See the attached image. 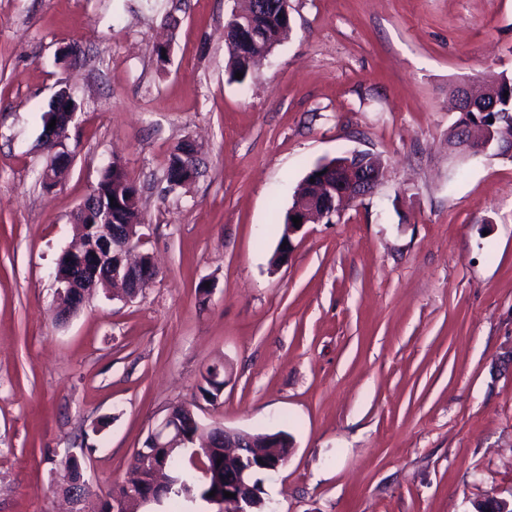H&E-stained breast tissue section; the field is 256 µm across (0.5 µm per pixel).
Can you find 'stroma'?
Returning <instances> with one entry per match:
<instances>
[{
    "label": "stroma",
    "instance_id": "35a3bbf8",
    "mask_svg": "<svg viewBox=\"0 0 512 512\" xmlns=\"http://www.w3.org/2000/svg\"><path fill=\"white\" fill-rule=\"evenodd\" d=\"M290 4L288 38L240 83L224 43L240 0H0V512H64L54 470L74 448L111 493L214 364L203 422L291 437L260 476L277 512L512 498V157L448 145L449 88L512 75V0ZM62 84L72 163L48 190L42 115ZM183 143L199 173L170 193ZM355 150L381 159L376 190L272 265L298 184ZM115 157L158 275L57 321L72 215ZM224 375V365L221 366H210L206 369L205 373L201 375V382L198 386L199 395L209 402H216L221 397L222 393L220 390L213 386L217 383L214 381V377L219 374Z\"/></svg>",
    "mask_w": 512,
    "mask_h": 512
}]
</instances>
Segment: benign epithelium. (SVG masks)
<instances>
[{
  "mask_svg": "<svg viewBox=\"0 0 512 512\" xmlns=\"http://www.w3.org/2000/svg\"><path fill=\"white\" fill-rule=\"evenodd\" d=\"M494 77L486 79L479 91L469 86H460L454 99V109L463 114L473 108L478 94L494 95ZM65 105L66 109L55 112L56 125L45 131L44 143L49 145L61 139V129H69L77 112L71 92L56 96V105ZM457 150L461 154L477 156L489 151L491 145L497 146L499 153H512V137L497 136L493 127L481 122H467L455 128ZM382 175L380 161L369 153L354 151L347 159L336 164L335 180L330 181L321 175L314 178L313 192L300 194L288 210V216L302 219L300 226L287 223L286 244L281 246L277 256L282 262H288L292 238L300 233L307 224L320 218H331L340 214V208L347 202L372 194L377 188ZM90 238L87 243H77L68 249L71 254V269L88 272L94 268L110 272L112 285L120 286L123 298L128 301L136 299L142 288L156 278V269L152 258L144 253L136 258L131 254L137 248L136 234L132 226L123 228L105 222L91 224L87 229ZM96 288L95 283H85V288L78 293L70 289L56 290V304L60 315L67 316L79 308L85 298ZM211 429L224 432V447L218 452L224 455V488L215 491L212 496H205V501L219 506L218 512H254L265 503L260 496L254 475L258 471H275L287 463L280 457L281 435L269 434L256 438L244 431L233 430L219 422L209 425ZM187 427L168 411L163 419L149 432L146 443L135 449L152 461L148 474L134 473L125 483L112 492V501H121V508L132 501L136 504L159 503L174 490L172 479L165 475L166 465L162 450L181 448L188 445L185 437ZM83 453L69 451L62 458L63 465L56 470L55 484L71 505L69 512H87L83 504L90 494L91 485L84 479L81 459ZM230 492L234 497L227 498Z\"/></svg>",
  "mask_w": 512,
  "mask_h": 512,
  "instance_id": "benign-epithelium-1",
  "label": "benign epithelium"
}]
</instances>
